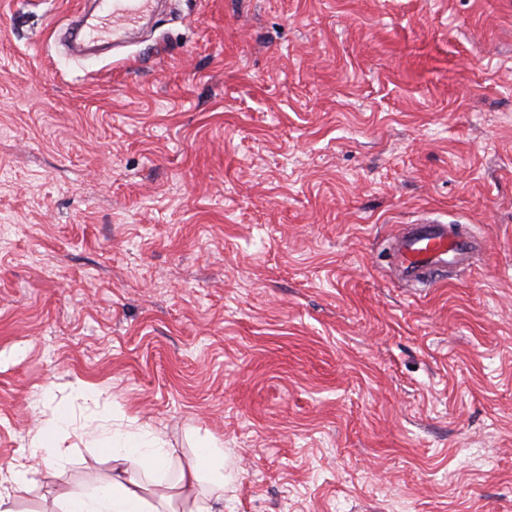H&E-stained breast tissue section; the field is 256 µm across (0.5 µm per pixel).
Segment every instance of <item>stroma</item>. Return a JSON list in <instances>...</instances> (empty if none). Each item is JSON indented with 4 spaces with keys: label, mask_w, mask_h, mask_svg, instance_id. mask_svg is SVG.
Here are the masks:
<instances>
[{
    "label": "stroma",
    "mask_w": 512,
    "mask_h": 512,
    "mask_svg": "<svg viewBox=\"0 0 512 512\" xmlns=\"http://www.w3.org/2000/svg\"><path fill=\"white\" fill-rule=\"evenodd\" d=\"M0 0V465L58 413L224 444V512H512V0ZM423 218L483 250L420 290ZM14 503L109 480L77 436ZM100 14L82 30L93 42L105 41L118 31L128 30L153 15L157 0H98ZM95 20L96 23L94 22ZM112 20V25L107 24Z\"/></svg>",
    "instance_id": "stroma-1"
}]
</instances>
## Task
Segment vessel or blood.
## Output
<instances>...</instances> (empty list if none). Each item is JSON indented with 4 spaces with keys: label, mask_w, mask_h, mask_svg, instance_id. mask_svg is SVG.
<instances>
[{
    "label": "vessel or blood",
    "mask_w": 512,
    "mask_h": 512,
    "mask_svg": "<svg viewBox=\"0 0 512 512\" xmlns=\"http://www.w3.org/2000/svg\"><path fill=\"white\" fill-rule=\"evenodd\" d=\"M99 15L88 23L83 35L87 40L105 41L116 32L130 29L153 15L157 0H98ZM479 251L476 238L458 225L425 220L400 235L392 259L405 281L430 283L440 272L467 264Z\"/></svg>",
    "instance_id": "b4317fda"
}]
</instances>
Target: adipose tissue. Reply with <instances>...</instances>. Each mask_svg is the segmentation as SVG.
Here are the masks:
<instances>
[{"mask_svg":"<svg viewBox=\"0 0 512 512\" xmlns=\"http://www.w3.org/2000/svg\"><path fill=\"white\" fill-rule=\"evenodd\" d=\"M70 427L77 428L90 447L108 452L113 476L68 494L58 503L57 512H224V448L217 438L202 440V459L190 458L182 464V506L177 509L168 500L155 505L139 492L141 477L164 470L176 453L161 430L134 419L126 424L91 418L79 423L66 415L39 431L25 459L0 466V512H14V499L27 489L41 464L63 460L57 434Z\"/></svg>","mask_w":512,"mask_h":512,"instance_id":"adipose-tissue-1","label":"adipose tissue"}]
</instances>
